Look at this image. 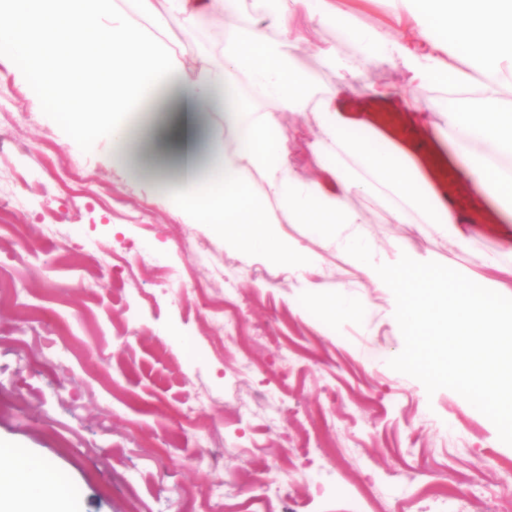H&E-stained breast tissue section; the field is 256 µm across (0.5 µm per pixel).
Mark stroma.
Here are the masks:
<instances>
[{
    "label": "stroma",
    "mask_w": 512,
    "mask_h": 512,
    "mask_svg": "<svg viewBox=\"0 0 512 512\" xmlns=\"http://www.w3.org/2000/svg\"><path fill=\"white\" fill-rule=\"evenodd\" d=\"M361 28L415 39L400 0H333ZM313 93L336 89L318 55L333 29L294 12ZM398 89L433 123L447 92L404 86L400 61H370L348 98ZM309 177L311 113L280 115ZM149 165L83 147L0 65V448L69 476L77 512H512V445L496 414L446 385L398 374L409 350L389 295L305 224L284 225L319 254L302 276L188 224ZM375 248L395 245L489 281L512 298V229L478 226L467 248L399 224L387 198L353 194ZM359 301L329 321L315 296ZM232 317L226 335L219 315Z\"/></svg>",
    "instance_id": "obj_1"
}]
</instances>
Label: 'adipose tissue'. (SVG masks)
<instances>
[{
	"instance_id": "adipose-tissue-1",
	"label": "adipose tissue",
	"mask_w": 512,
	"mask_h": 512,
	"mask_svg": "<svg viewBox=\"0 0 512 512\" xmlns=\"http://www.w3.org/2000/svg\"><path fill=\"white\" fill-rule=\"evenodd\" d=\"M127 2L123 9L115 0H0V60L77 138L111 140L120 160L144 152L158 166L175 164L176 210L223 233L225 244L298 275L314 258L281 225H309L325 248L345 254L389 294L411 348L398 370L493 408L501 435L512 442V302L403 246L378 254L364 237L366 217L347 199L381 187L396 223L429 224L453 233L459 245L468 242L461 219L426 191L395 149L373 134L350 135L339 100L359 69L338 47L343 41L367 59L400 60L410 84L477 90L486 111L458 107L444 120L454 146L481 142L467 155L466 171L512 217V112L496 108L503 89H512V0H403L419 27L412 44L357 29L332 0H252L254 16L244 29L232 23L238 0ZM298 8L339 38L319 50L338 83L335 95L318 101L294 62L301 37L290 20ZM210 11L227 21V34L221 55L199 66L134 22L166 13L181 20V39L190 42L197 17ZM273 30L283 40L271 41ZM445 51L464 58L466 68L443 60ZM280 112L312 114L318 134L310 151L327 180L303 176ZM217 113L224 116L220 130ZM74 504L71 483L55 465L32 454L0 457V512H74Z\"/></svg>"
}]
</instances>
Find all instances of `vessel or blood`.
Instances as JSON below:
<instances>
[{
	"mask_svg": "<svg viewBox=\"0 0 512 512\" xmlns=\"http://www.w3.org/2000/svg\"><path fill=\"white\" fill-rule=\"evenodd\" d=\"M367 127L399 149L418 168L427 188L473 222L492 224L499 215L487 192L466 181L446 151L426 131L408 122L404 111L370 105Z\"/></svg>",
	"mask_w": 512,
	"mask_h": 512,
	"instance_id": "b4317fda",
	"label": "vessel or blood"
}]
</instances>
